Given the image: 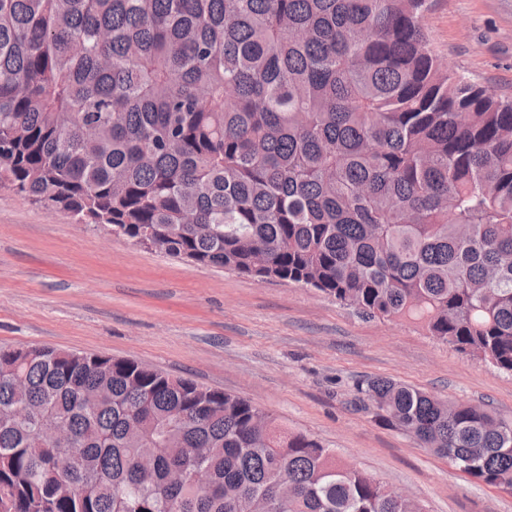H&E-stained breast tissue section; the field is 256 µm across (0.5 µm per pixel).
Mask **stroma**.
Listing matches in <instances>:
<instances>
[{
	"label": "stroma",
	"mask_w": 512,
	"mask_h": 512,
	"mask_svg": "<svg viewBox=\"0 0 512 512\" xmlns=\"http://www.w3.org/2000/svg\"><path fill=\"white\" fill-rule=\"evenodd\" d=\"M450 69L512 96V0H428ZM131 358L244 397L425 512H512V492L454 470L356 407L389 377L512 420V376L410 321L370 319L315 289L197 265L0 187V346Z\"/></svg>",
	"instance_id": "35a3bbf8"
}]
</instances>
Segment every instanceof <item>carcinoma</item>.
Masks as SVG:
<instances>
[{
  "label": "carcinoma",
  "instance_id": "cac0c4a2",
  "mask_svg": "<svg viewBox=\"0 0 512 512\" xmlns=\"http://www.w3.org/2000/svg\"><path fill=\"white\" fill-rule=\"evenodd\" d=\"M426 2L0 0V185L512 375V99L442 62ZM358 401L512 486L511 421L391 378ZM0 493L7 512H423L242 397L36 345L0 347Z\"/></svg>",
  "mask_w": 512,
  "mask_h": 512
}]
</instances>
